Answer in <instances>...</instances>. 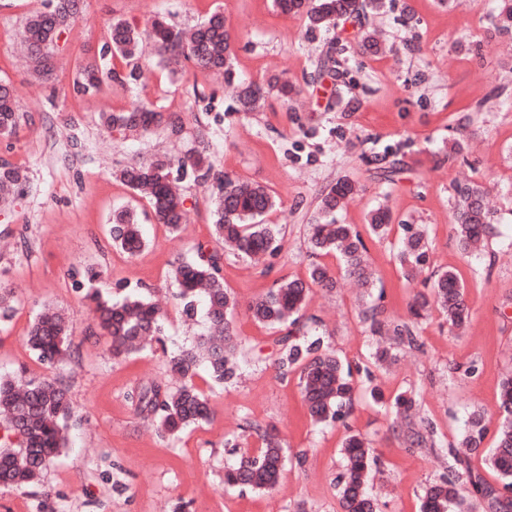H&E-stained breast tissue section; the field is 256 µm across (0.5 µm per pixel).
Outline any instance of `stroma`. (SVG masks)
Listing matches in <instances>:
<instances>
[{"label": "stroma", "mask_w": 512, "mask_h": 512, "mask_svg": "<svg viewBox=\"0 0 512 512\" xmlns=\"http://www.w3.org/2000/svg\"><path fill=\"white\" fill-rule=\"evenodd\" d=\"M385 3L376 20L389 47L385 55L362 53L358 26L338 22L333 37L351 53L341 80L316 76L324 36L307 37L303 19L280 14L273 0H83L57 41L61 76L39 79L19 64L15 49L26 18L46 9L48 0H0V80L11 85L20 115L16 134L0 137V158L27 175L22 197L0 205V283L13 306L11 320L0 324V373L25 367L61 380L72 406L67 446L31 487L0 489V512H341L336 479L350 429L374 448L368 489L379 512H420L424 487L444 473L447 459L438 450L407 447L393 433L390 400L404 391L416 394L420 418L437 425L445 444L462 439L472 412L496 424L499 382L512 371V37L489 29L495 0ZM217 10L233 36L237 75L290 80L301 89L296 102L273 91L256 111H241L222 77L187 59L165 67L150 51L141 60L149 79L135 90L74 92L78 62L99 56L112 20L141 27L160 14L189 29ZM142 103L178 113L181 135L159 126L122 136L100 121L101 112ZM467 107L470 122L457 128ZM201 129L209 137L213 176L201 181L173 171L189 214L172 233L112 172L162 154L185 156L197 149ZM452 138L469 142V149L449 155ZM389 148L401 161L390 182L380 178L376 162ZM227 175L276 194L278 205L265 221L281 225L283 248L258 263L225 254L224 284L238 301L233 325L244 373L237 383L216 387L199 371L194 381L209 398V421L164 438L136 414L128 395L146 382L178 384L166 351L190 347L207 332L204 313L182 315L171 269L176 260L193 257L197 245H212L213 200L219 178ZM344 176L359 191L342 221L365 226L367 213L385 204L397 220L423 225L431 267L457 271L472 320L456 334L439 312L429 313L417 325L419 348L397 349L396 360L377 370L383 401L358 388L348 424L314 425L297 375L283 380L276 373V330L253 321L246 307L275 280L305 276L306 226L321 191ZM466 181L486 186L495 209L493 233L475 256L459 250L451 226L454 188ZM132 208L144 215L147 239L133 256L117 250L110 235L113 213ZM402 236L396 227L368 243L384 291L382 316L391 321L408 319L415 294L394 261ZM87 267L99 271L103 295L135 292L164 309L163 347L113 358L109 338L93 325L78 275ZM363 302L345 285L332 293L314 290L305 308L337 354L352 363L377 343L358 319ZM45 306L72 320L74 354L62 367L40 363L25 343L29 324ZM248 420L275 428L285 449L274 491L224 484L225 468L258 446L244 429ZM228 439L234 447H225Z\"/></svg>", "instance_id": "35a3bbf8"}]
</instances>
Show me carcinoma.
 <instances>
[{
	"instance_id": "obj_1",
	"label": "carcinoma",
	"mask_w": 512,
	"mask_h": 512,
	"mask_svg": "<svg viewBox=\"0 0 512 512\" xmlns=\"http://www.w3.org/2000/svg\"><path fill=\"white\" fill-rule=\"evenodd\" d=\"M275 4L282 13L303 18L308 34L327 33L341 19H361L367 24L384 7L383 0H275ZM80 10L81 0H50L47 10L28 16L21 38L33 75L47 78L57 74L60 64L54 45ZM491 28L498 35H512V0H498ZM149 37L163 63L176 65L184 57L201 69L224 75L228 83L234 82L231 34L223 13H211L205 22L189 31L176 29L157 17L151 22ZM141 43L142 33L137 28L122 20L112 21L103 54L120 59L124 67L106 68L95 59L87 60L78 67L77 87L83 92H99L111 83L122 88L136 84L140 77ZM271 90L290 101L296 94L295 86L288 82L276 80L265 86L239 82L236 93L241 110L253 111ZM19 119L11 87L0 81V136L14 134ZM100 119L108 130L119 133L147 131L162 123L174 136L183 130L178 116L144 105L127 111L103 112ZM175 164L201 179L208 178L212 171L203 148L175 161L166 156L156 157L115 172L117 180L147 200L155 220L172 233L188 218L184 200L174 190L170 178ZM25 180L24 170L0 159V199L4 203L15 202ZM355 190V182L344 177L322 192L316 215L307 225V276L276 280L272 288L248 306L254 321L281 332L274 366L282 379L293 371L299 372V387L310 422L340 423L346 428L354 410V372L349 363L336 355L324 334L307 327L302 311L313 289L331 292L337 288L336 277L320 262L325 256L337 257L345 274L359 287L375 288L363 234L354 225L337 221V214ZM454 192L456 240L463 253L473 255L481 250L493 224V214L486 203L487 188L476 182L463 183L456 185ZM276 205L277 198L268 188L247 179L224 177L214 199L212 226L216 244L241 257L275 255L281 249V229L277 224L265 223L263 217ZM394 221L389 210L379 207L368 215L367 233L380 240L388 235ZM400 226L404 237L395 259L403 279L410 284L427 264L430 244L426 232L417 225L402 221ZM112 240L131 256L146 246L142 224L134 211L126 209L113 214ZM221 260L217 249L200 244L193 258L177 260L172 270L182 312L191 318L198 305L204 304L209 328L217 335L201 336L192 347L169 356L170 371L182 379L179 386L168 388L150 383L129 394L137 414L156 422L165 434H178L210 418L209 399L193 381L199 365L206 366L211 381L220 387L237 382L241 376L242 365L236 357L241 341L233 327L237 299L224 286ZM96 277L97 272L90 268L83 271V278L90 285L87 297L94 303L96 325L112 339V356L130 354L157 338L161 310L137 294L120 300L103 298L92 288ZM433 309L442 314L452 329L461 330L469 323L471 312L465 285L454 270L434 273L430 292L416 294L410 305V313L416 319ZM380 314L379 305L365 306L360 321L368 325L371 334L389 342L418 345L414 322L384 321ZM26 341L40 362H65L70 356L67 317L55 308H42L30 325ZM394 358L392 346H380L370 354L368 362L357 366V373L371 383L376 379L375 370ZM393 403L405 415L419 410V401L412 393L395 396ZM499 413L497 443L488 458L499 482L486 480L472 468L468 456L451 446L447 448L446 474L425 488L421 512H512V374L500 381ZM70 418L68 392L60 383L30 376L24 368L12 375H0V426L7 432L6 439L0 441V488L20 490L33 483L66 446ZM245 423L261 440L260 448L255 456L225 470L224 484L272 490L284 460L280 440L257 423L248 419ZM486 430L485 416L471 413L462 446L471 451L480 447ZM407 438L411 447L441 446L438 429L432 423L410 432ZM341 454V512H377V500L367 491L372 464L376 462L374 449L361 434L350 432ZM461 476L472 488L473 497L469 500L459 494L457 480Z\"/></svg>"
}]
</instances>
